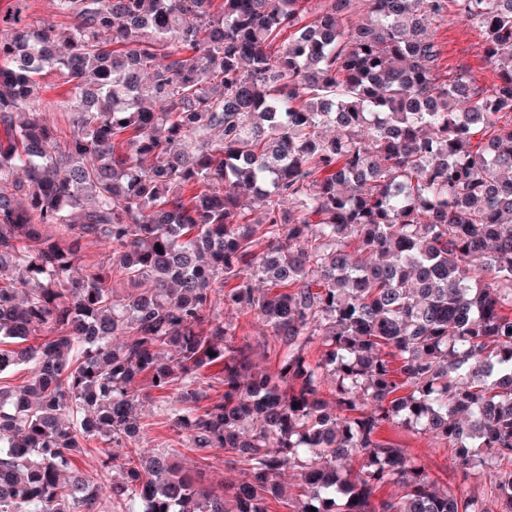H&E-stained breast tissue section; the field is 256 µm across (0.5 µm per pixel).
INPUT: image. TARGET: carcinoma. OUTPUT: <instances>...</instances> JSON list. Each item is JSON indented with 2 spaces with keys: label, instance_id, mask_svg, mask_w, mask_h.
I'll use <instances>...</instances> for the list:
<instances>
[{
  "label": "carcinoma",
  "instance_id": "1",
  "mask_svg": "<svg viewBox=\"0 0 512 512\" xmlns=\"http://www.w3.org/2000/svg\"><path fill=\"white\" fill-rule=\"evenodd\" d=\"M24 2L0 10V512H488L378 433L455 449L464 484L512 464V0ZM451 13L493 84L448 76ZM48 75L67 127L34 106ZM93 242L109 263L71 276ZM150 402L204 467L132 447ZM221 453L241 480L208 482ZM494 488L512 512V471ZM223 316L226 320L235 319V323L243 324L245 325V329H240V333L249 334V339L252 342V345L254 347V361L259 367H269L270 361L265 357L263 348L261 345L258 344V342H262L263 339L260 336V331L263 329V326L259 324V322L253 317L247 315L244 317L237 318V314L232 311L225 312V308L222 309ZM250 319L252 322L247 323L245 319Z\"/></svg>",
  "mask_w": 512,
  "mask_h": 512
}]
</instances>
